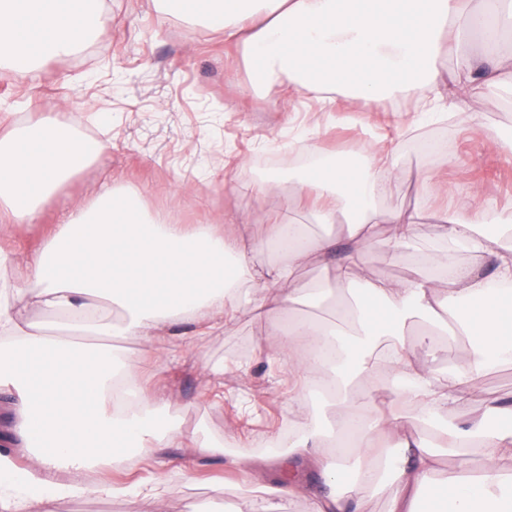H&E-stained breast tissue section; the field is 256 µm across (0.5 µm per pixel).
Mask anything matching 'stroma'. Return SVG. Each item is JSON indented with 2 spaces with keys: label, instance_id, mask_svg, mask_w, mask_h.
<instances>
[{
  "label": "stroma",
  "instance_id": "obj_1",
  "mask_svg": "<svg viewBox=\"0 0 512 512\" xmlns=\"http://www.w3.org/2000/svg\"><path fill=\"white\" fill-rule=\"evenodd\" d=\"M107 24L101 34L67 62L46 60L33 70H0V131L36 121L52 112L80 136H95L99 117L112 116V147L60 190L41 224L11 226L5 233L17 253L27 256L43 240V225L58 224L72 205L87 202L103 183L135 186L149 210L169 212L177 224H220L242 217L245 239L263 235L274 218L288 214L311 235H342V224L318 223L307 209L286 210L295 188L296 165L287 158L298 139H313L327 151L354 155L387 142L394 150L395 178L380 202L383 213L417 207L423 187L430 201L465 211L478 205L498 215L512 213V44L502 43L495 86L460 95L459 115L408 123L417 97L388 98L382 104L351 107L287 93L260 91L249 84L239 46L223 35L192 27L156 10L152 0H103ZM264 156L282 157L276 196H258L252 184L267 169ZM218 170L201 181L203 161ZM372 279L401 280L412 271L406 255L375 244L362 257ZM269 329L265 321L242 316L205 337L194 350L163 363L141 353L123 336H75L86 348L109 347L139 358L145 392L165 391L163 411L199 441L222 446V453L193 454L186 448L136 454L117 471L99 458L88 479L97 485L162 479L169 488L162 508L138 497L88 493L65 497L53 512H245L257 488L276 481L269 459L281 455L286 425L299 418L339 417L341 407L301 398L287 364L248 354L231 357L239 340L254 342ZM416 364L447 372L467 362L470 342L460 338L436 351L416 346ZM223 373H214V366ZM492 404L512 405V366L485 373L481 390L443 419L458 424L462 413L482 414ZM23 406L0 389V451L17 468L29 458L18 435Z\"/></svg>",
  "mask_w": 512,
  "mask_h": 512
}]
</instances>
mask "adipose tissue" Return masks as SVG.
Masks as SVG:
<instances>
[{"label":"adipose tissue","instance_id":"ef3b65f1","mask_svg":"<svg viewBox=\"0 0 512 512\" xmlns=\"http://www.w3.org/2000/svg\"><path fill=\"white\" fill-rule=\"evenodd\" d=\"M158 11L190 15L195 24L223 34L243 49L254 87L287 90L289 97L334 102L336 94L379 101L416 93L423 116L443 119L460 92L485 84L484 66L499 60L497 26L512 23V0L473 10L469 0H154ZM104 28L102 0H0V69L24 72L43 60H66ZM486 38L481 53L468 38ZM106 137H81L44 113L24 127L0 134V224L39 223L59 187L101 159ZM316 162L296 174L293 208L312 207L318 223L345 221L343 239L309 236L304 225L275 220L263 237L244 242L239 217L224 224H176L165 211L144 207L130 186H106L91 204L73 207L51 224L25 263L0 238V387L13 388L25 404L21 426L30 458L15 468L0 455V512H27L65 496L86 493L84 473L100 454L123 468L130 453L187 447L199 455L216 448L184 435L158 409L162 393L146 396L136 360L112 349L80 350L49 336L28 320L29 310L63 315L74 331L94 336H132L159 355L160 329L191 321L192 335L176 344L190 351L204 329L277 309L270 337L257 355L286 362L303 394L333 390L346 405L335 424L297 423L290 453L278 460L290 478L267 492H302L300 463L318 469L327 487L311 512H348L354 494L393 485L387 512H512V410L491 407L465 428L441 420L478 388L488 369L512 365V215L492 217L483 208L458 217L439 208L431 217L450 244L427 255L417 246L421 212L382 214L378 201L392 171V151L367 150L339 160L316 144ZM387 224L379 239V224ZM351 248L336 268L339 287H359L354 305L337 312L356 321L347 340L338 326L301 317L298 307L321 299L322 285L290 287L297 269L324 261L339 241ZM391 253L407 251L410 263L430 265L435 275L398 282L365 279L362 253L376 242ZM465 244L492 256L484 275L458 264L451 247ZM259 252L275 254L256 263ZM448 288H439V281ZM122 309L124 319H104L98 304ZM449 316L456 333L472 339L468 361L449 375L419 368L405 337L419 322ZM402 381L409 417L364 409L354 398L365 376ZM125 384V404L114 408L115 381ZM476 453L479 477L432 476L440 456Z\"/></svg>","mask_w":512,"mask_h":512}]
</instances>
